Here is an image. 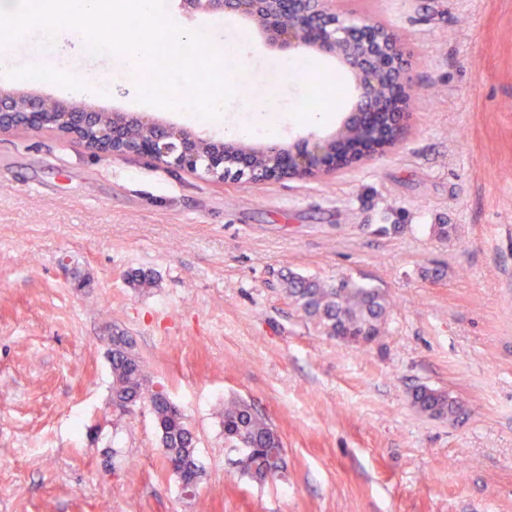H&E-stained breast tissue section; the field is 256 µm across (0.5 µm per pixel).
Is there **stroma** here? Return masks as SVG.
Masks as SVG:
<instances>
[{
	"instance_id": "1",
	"label": "stroma",
	"mask_w": 512,
	"mask_h": 512,
	"mask_svg": "<svg viewBox=\"0 0 512 512\" xmlns=\"http://www.w3.org/2000/svg\"><path fill=\"white\" fill-rule=\"evenodd\" d=\"M363 3L398 34L418 95L403 144L350 170L217 184L46 131L0 135V512H512V0ZM167 12L228 67L218 120L146 108L121 58L64 36L1 52L16 74L0 88L147 110L215 141L260 105L270 128L244 137L252 147L335 132L350 98L316 81L340 74L334 60L307 54L301 78L254 26L180 0ZM35 61L107 83L88 95L28 77ZM137 272L151 286L133 287ZM291 273L383 291V335L323 336L283 293ZM116 332L187 418L193 497L165 467L149 406L106 419ZM422 385L457 413H420ZM232 398L280 433L278 480L229 465Z\"/></svg>"
}]
</instances>
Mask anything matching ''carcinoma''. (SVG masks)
<instances>
[{
	"label": "carcinoma",
	"mask_w": 512,
	"mask_h": 512,
	"mask_svg": "<svg viewBox=\"0 0 512 512\" xmlns=\"http://www.w3.org/2000/svg\"><path fill=\"white\" fill-rule=\"evenodd\" d=\"M284 292L303 315L313 321L321 332L348 345L367 346L382 333L389 312L383 293L353 279H342L326 285L316 279L290 274L284 281ZM112 376L109 401L145 403L149 405L160 433L167 470L182 465L176 479L185 483L197 481L201 470L196 459L194 435L186 417L173 410L166 390L154 389L155 382L135 351L133 341L123 335L112 337ZM412 401L419 412L432 418L455 414L457 403L447 394L428 386L418 387ZM224 447L231 452L251 454L253 478H278L272 459L276 449L284 447L279 432L268 418L253 405L239 399L224 402L222 414Z\"/></svg>",
	"instance_id": "carcinoma-1"
}]
</instances>
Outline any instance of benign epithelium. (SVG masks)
<instances>
[{"mask_svg": "<svg viewBox=\"0 0 512 512\" xmlns=\"http://www.w3.org/2000/svg\"><path fill=\"white\" fill-rule=\"evenodd\" d=\"M189 13L229 14L255 26L281 48L336 59L352 77L355 97L336 133H316L286 148L203 138L176 125L124 112L107 114L53 98L0 90V133L22 129L75 139L98 156H145L158 166L224 183H261L284 176L314 179L351 168L397 147L414 107L402 49L379 22L340 11L336 0H181Z\"/></svg>", "mask_w": 512, "mask_h": 512, "instance_id": "obj_1", "label": "benign epithelium"}]
</instances>
